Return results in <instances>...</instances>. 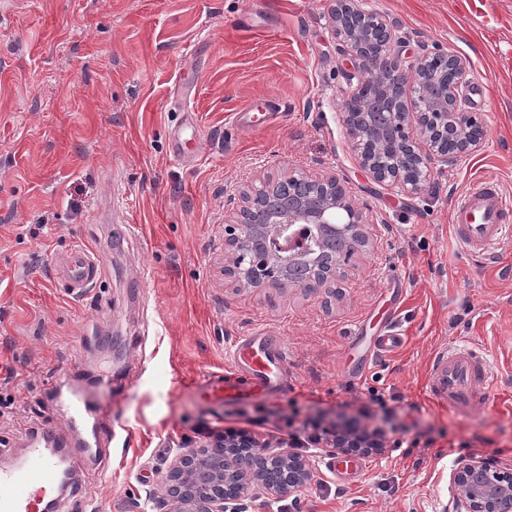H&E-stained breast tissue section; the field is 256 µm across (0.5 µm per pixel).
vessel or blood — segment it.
<instances>
[{"instance_id": "1", "label": "vessel or blood", "mask_w": 512, "mask_h": 512, "mask_svg": "<svg viewBox=\"0 0 512 512\" xmlns=\"http://www.w3.org/2000/svg\"><path fill=\"white\" fill-rule=\"evenodd\" d=\"M202 138L195 113H185L169 145L173 157L187 154L188 142ZM512 205L493 179L460 194L454 201L450 223L465 252L484 261L495 258L512 223ZM107 275L103 258L82 247H72L68 262L58 267L56 278L70 294L85 293ZM229 369L204 372L198 382L200 397L209 403H245L285 390L288 351L282 339L263 332L239 337L230 353ZM492 386L494 372L486 357L464 347H453L438 354L431 366L428 391L437 403L463 416L475 404L476 384ZM59 457L46 439L34 437L21 452L16 467L0 469V512H43L56 492Z\"/></svg>"}]
</instances>
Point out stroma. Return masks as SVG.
<instances>
[{
	"instance_id": "1",
	"label": "stroma",
	"mask_w": 512,
	"mask_h": 512,
	"mask_svg": "<svg viewBox=\"0 0 512 512\" xmlns=\"http://www.w3.org/2000/svg\"><path fill=\"white\" fill-rule=\"evenodd\" d=\"M366 0L421 46L452 45L473 67L479 151L435 173L420 194L376 183L340 120L342 47L328 0H0V467L32 430L75 445L77 482L58 512H151L155 473L182 437L228 429L275 442L314 425L385 431L340 479L325 449L306 454L312 491L260 498L251 512H454L459 456L512 458V239L495 262L469 257L450 212L482 178L512 200V0ZM277 124L237 126L249 103ZM196 113L200 158L168 140ZM300 169L336 174L377 215L375 245L338 288H237L224 279V213L240 189ZM136 234H122L124 223ZM76 245L106 261L105 282L65 294L52 276ZM394 326L397 351L368 357ZM264 331L288 350L286 393L208 405L240 336ZM488 355L496 382L466 417L427 391L448 344ZM112 418L75 428L47 399L57 370ZM385 409L366 417L375 397Z\"/></svg>"
}]
</instances>
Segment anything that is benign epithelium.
<instances>
[{"mask_svg": "<svg viewBox=\"0 0 512 512\" xmlns=\"http://www.w3.org/2000/svg\"><path fill=\"white\" fill-rule=\"evenodd\" d=\"M333 33L350 57L340 89L341 118L359 166L376 182L419 194L435 172L479 150L482 127L471 112L470 61L453 48L407 53V42L364 0H332ZM242 204L224 215V276L249 288H333L372 247V217L334 176L301 172L270 177L240 192ZM336 454L345 436L311 434ZM297 436L273 446L250 437L208 434L188 438L168 469L164 494L153 512H248L242 499L282 497L310 484L314 471ZM258 459L286 461L288 472L247 468L237 449ZM215 478L193 476L201 459ZM241 478L244 490L224 495V476ZM456 512H512V464L464 456L455 473Z\"/></svg>", "mask_w": 512, "mask_h": 512, "instance_id": "1", "label": "benign epithelium"}]
</instances>
